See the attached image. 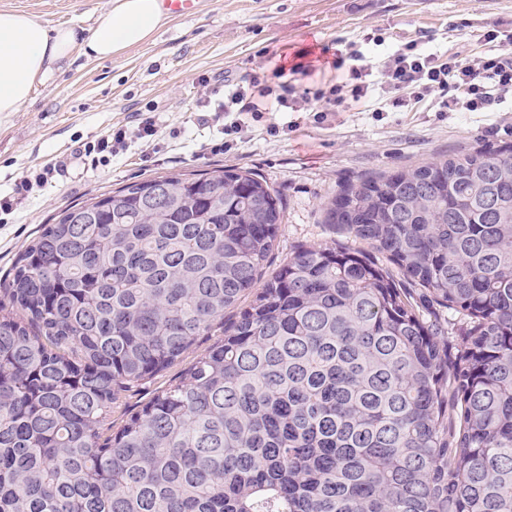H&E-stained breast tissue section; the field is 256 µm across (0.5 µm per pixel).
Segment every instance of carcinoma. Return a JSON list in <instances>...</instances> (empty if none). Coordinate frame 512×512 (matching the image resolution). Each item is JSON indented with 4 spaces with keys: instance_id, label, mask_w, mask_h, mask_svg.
<instances>
[{
    "instance_id": "1",
    "label": "carcinoma",
    "mask_w": 512,
    "mask_h": 512,
    "mask_svg": "<svg viewBox=\"0 0 512 512\" xmlns=\"http://www.w3.org/2000/svg\"><path fill=\"white\" fill-rule=\"evenodd\" d=\"M162 191L153 200L148 185ZM243 168L61 210L0 284V512H512V145L344 183L301 246ZM236 311L177 380L144 388ZM380 260H381L380 261L381 264H383V266L386 267L390 271V273L393 275L395 280L400 284L401 288H411L410 292L414 296L418 305H420V302H422V304L427 309V311L433 312L438 316V319L440 321L439 328L442 329L445 336L447 335V337H448V336H462L463 335L466 323L463 324V321L460 323H458V321H456V325L453 328V330L451 331L450 327L448 330V312L444 308L437 305L435 302L423 301L422 297L421 298L419 297L420 290L416 286L409 284L408 281L406 279H404L403 276L400 274V272L396 266H394L393 264L389 263L388 261H386L385 259H383L381 257H380ZM221 325H215L210 336H205L197 345L189 349L173 366L161 372L156 376L152 383L143 389L141 392H127L122 394L120 401L116 405H112V431H116L126 418V414L130 411H135L140 406L147 402L156 391L166 388L172 381L187 368L196 356L203 353V351L222 338Z\"/></svg>"
}]
</instances>
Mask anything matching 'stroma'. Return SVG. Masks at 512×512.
Returning a JSON list of instances; mask_svg holds the SVG:
<instances>
[{"instance_id":"35a3bbf8","label":"stroma","mask_w":512,"mask_h":512,"mask_svg":"<svg viewBox=\"0 0 512 512\" xmlns=\"http://www.w3.org/2000/svg\"><path fill=\"white\" fill-rule=\"evenodd\" d=\"M108 0H0V9L31 15L46 26L90 31ZM512 31V0H200L195 14L170 18L154 41L123 56L63 64L32 90L20 111L0 114V193L33 167L69 155L134 112L156 109L160 151L143 162V143L109 165L71 169L14 214L0 221V278L16 256L61 209L125 183L189 171L245 167L277 190L286 209L276 247L266 265L275 272L302 245L363 250V243L324 223L322 204L339 183L413 166L485 145L512 144V111L340 112L331 124L313 123L305 112H276L272 121L295 122L288 135L255 126L239 150L195 154L212 129L200 126L196 104L205 90L199 75L238 76L280 55L293 65L297 51L333 60L342 43L387 32V47L426 36L432 50L467 58L488 53L486 24ZM222 337L213 329L173 366L139 392L122 394L112 407L120 427L156 391L166 388L196 356Z\"/></svg>"}]
</instances>
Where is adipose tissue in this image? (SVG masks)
Masks as SVG:
<instances>
[{
  "instance_id": "obj_1",
  "label": "adipose tissue",
  "mask_w": 512,
  "mask_h": 512,
  "mask_svg": "<svg viewBox=\"0 0 512 512\" xmlns=\"http://www.w3.org/2000/svg\"><path fill=\"white\" fill-rule=\"evenodd\" d=\"M166 22L161 0H108L87 35L0 9V113L20 111L35 84L73 54L90 59L122 56L153 41Z\"/></svg>"
}]
</instances>
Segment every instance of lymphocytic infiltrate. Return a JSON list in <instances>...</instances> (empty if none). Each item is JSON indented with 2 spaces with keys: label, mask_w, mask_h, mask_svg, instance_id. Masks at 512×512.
Masks as SVG:
<instances>
[{
  "label": "lymphocytic infiltrate",
  "mask_w": 512,
  "mask_h": 512,
  "mask_svg": "<svg viewBox=\"0 0 512 512\" xmlns=\"http://www.w3.org/2000/svg\"><path fill=\"white\" fill-rule=\"evenodd\" d=\"M485 37L499 47L476 59L456 52L444 59L411 41L390 52L376 70L365 64L364 52L351 44L331 62L332 76L314 87L307 84L312 67L301 63L288 72L261 67L242 78L224 75L223 100L214 103L204 97L198 102L203 109L199 124L219 126L222 137L201 144L198 153H225L246 142L251 124L273 110L308 112L315 122L325 123L333 121L339 110H357L373 100L378 111L384 112L409 107L433 94L443 112L498 111L501 104L512 100V35L503 37L492 29ZM159 122V115L152 112L137 113L131 124L75 148L74 157L108 165L127 150L129 142L154 140ZM64 167L58 161L15 180L0 197V212L12 213Z\"/></svg>",
  "instance_id": "lymphocytic-infiltrate-1"
}]
</instances>
